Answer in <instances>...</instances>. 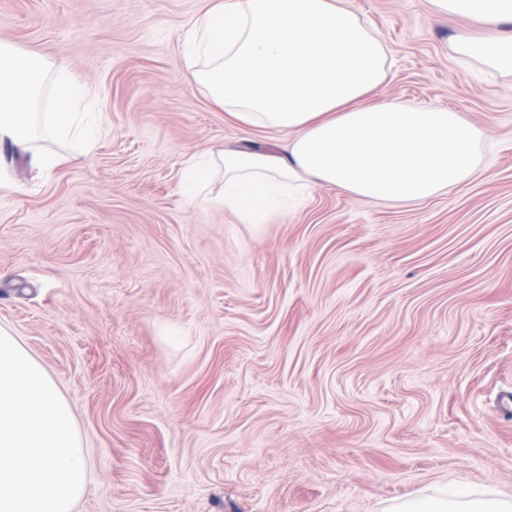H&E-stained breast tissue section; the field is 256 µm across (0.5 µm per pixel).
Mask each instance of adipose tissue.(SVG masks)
<instances>
[{"label": "adipose tissue", "mask_w": 512, "mask_h": 512, "mask_svg": "<svg viewBox=\"0 0 512 512\" xmlns=\"http://www.w3.org/2000/svg\"><path fill=\"white\" fill-rule=\"evenodd\" d=\"M435 16L491 28L512 24V0H430ZM186 77L251 128L287 134L284 145L191 157L180 193L191 204L267 224L309 186H333L363 200L417 203L464 184L486 167L483 129L439 108L369 102L388 78L381 34L347 0H211L182 39ZM457 58L512 73V34L458 35ZM50 111L39 109L44 89ZM91 90L68 70L0 42V148L26 149L36 130L93 143L101 124ZM223 193L201 192L216 170ZM386 512H512V499L453 490L402 500Z\"/></svg>", "instance_id": "adipose-tissue-1"}]
</instances>
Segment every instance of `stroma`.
I'll return each instance as SVG.
<instances>
[{
  "instance_id": "stroma-1",
  "label": "stroma",
  "mask_w": 512,
  "mask_h": 512,
  "mask_svg": "<svg viewBox=\"0 0 512 512\" xmlns=\"http://www.w3.org/2000/svg\"><path fill=\"white\" fill-rule=\"evenodd\" d=\"M352 3L391 61L372 101L460 112L488 167L423 203L318 186L254 226L179 192L192 154L282 139L186 81L207 0H0V41L89 84L104 126L89 152L41 134L0 163V326L73 408L74 512L512 498V76L455 57L471 20Z\"/></svg>"
}]
</instances>
